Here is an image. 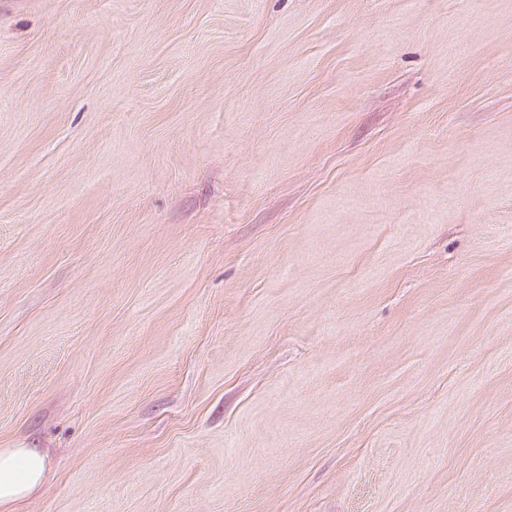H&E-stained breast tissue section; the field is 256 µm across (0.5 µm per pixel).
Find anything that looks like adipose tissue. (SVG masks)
Wrapping results in <instances>:
<instances>
[{
	"instance_id": "obj_1",
	"label": "adipose tissue",
	"mask_w": 512,
	"mask_h": 512,
	"mask_svg": "<svg viewBox=\"0 0 512 512\" xmlns=\"http://www.w3.org/2000/svg\"><path fill=\"white\" fill-rule=\"evenodd\" d=\"M48 454L42 448H0V507L28 498L43 485Z\"/></svg>"
}]
</instances>
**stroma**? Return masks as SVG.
<instances>
[{
    "instance_id": "1",
    "label": "stroma",
    "mask_w": 512,
    "mask_h": 512,
    "mask_svg": "<svg viewBox=\"0 0 512 512\" xmlns=\"http://www.w3.org/2000/svg\"><path fill=\"white\" fill-rule=\"evenodd\" d=\"M16 512H512V0H0ZM47 469L44 448H0V507L20 502L39 490Z\"/></svg>"
}]
</instances>
